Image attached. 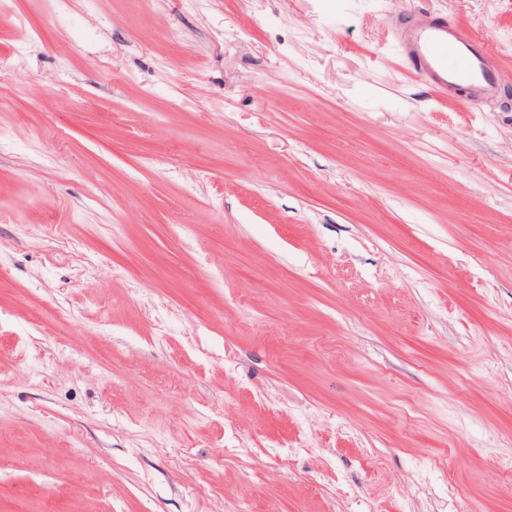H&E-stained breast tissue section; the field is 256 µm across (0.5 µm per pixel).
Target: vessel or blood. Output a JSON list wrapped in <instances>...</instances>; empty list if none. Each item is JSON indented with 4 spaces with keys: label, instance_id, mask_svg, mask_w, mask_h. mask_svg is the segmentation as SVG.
<instances>
[{
    "label": "vessel or blood",
    "instance_id": "1",
    "mask_svg": "<svg viewBox=\"0 0 512 512\" xmlns=\"http://www.w3.org/2000/svg\"><path fill=\"white\" fill-rule=\"evenodd\" d=\"M405 27L408 55L435 88L445 92L464 87L493 98L498 76L483 44L428 15L413 17Z\"/></svg>",
    "mask_w": 512,
    "mask_h": 512
}]
</instances>
